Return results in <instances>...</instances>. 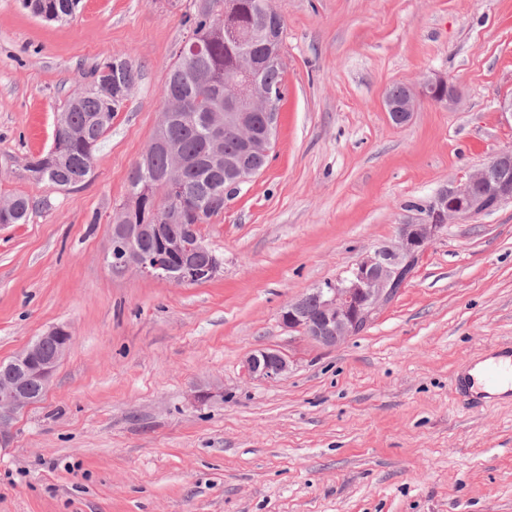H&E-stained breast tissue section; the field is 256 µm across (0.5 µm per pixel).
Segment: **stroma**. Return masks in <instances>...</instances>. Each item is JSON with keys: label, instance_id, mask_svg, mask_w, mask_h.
Returning a JSON list of instances; mask_svg holds the SVG:
<instances>
[{"label": "stroma", "instance_id": "stroma-1", "mask_svg": "<svg viewBox=\"0 0 512 512\" xmlns=\"http://www.w3.org/2000/svg\"><path fill=\"white\" fill-rule=\"evenodd\" d=\"M283 98L265 167L200 225L219 274L176 285L107 255L129 176L164 110L194 0H82L48 22L0 0V360L54 325L74 343L0 449V512H512V400L465 406L456 374L512 343V201L445 226L357 336L288 330V302L345 275L448 183L512 150V0H272ZM122 56L139 81L90 179L33 181L56 116ZM440 74L448 109L395 126L388 89ZM260 349L288 373L248 378ZM208 391L205 401L196 390ZM48 207L46 201L37 200L29 195H15L1 206L0 224H25L33 211Z\"/></svg>", "mask_w": 512, "mask_h": 512}]
</instances>
